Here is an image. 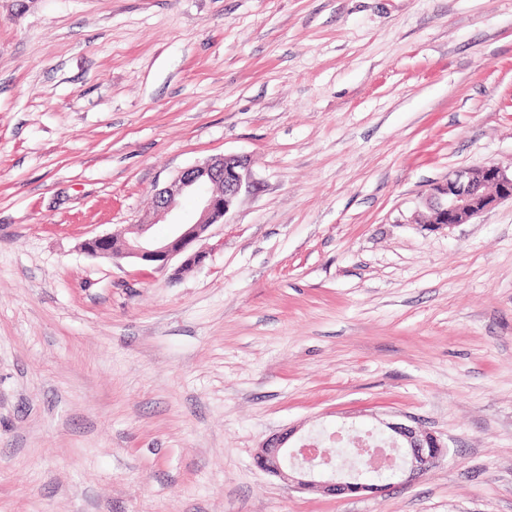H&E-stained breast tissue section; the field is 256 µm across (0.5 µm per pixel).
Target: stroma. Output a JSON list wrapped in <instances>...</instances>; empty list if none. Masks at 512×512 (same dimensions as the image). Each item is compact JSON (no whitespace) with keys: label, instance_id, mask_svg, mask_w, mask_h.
Segmentation results:
<instances>
[{"label":"stroma","instance_id":"stroma-1","mask_svg":"<svg viewBox=\"0 0 512 512\" xmlns=\"http://www.w3.org/2000/svg\"><path fill=\"white\" fill-rule=\"evenodd\" d=\"M252 187L172 274L83 250L221 155ZM512 0H0V512H512ZM448 456L320 496L273 433ZM512 200V171L494 164L472 167L430 185L423 202L430 224H466L498 201ZM382 423L391 432L388 438L401 448L403 456L399 463L387 468L370 458L367 461L370 471L391 470L399 475L401 484H411L439 464L445 445L432 431L400 422Z\"/></svg>","mask_w":512,"mask_h":512}]
</instances>
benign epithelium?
Returning a JSON list of instances; mask_svg holds the SVG:
<instances>
[{"instance_id":"7a95c632","label":"benign epithelium","mask_w":512,"mask_h":512,"mask_svg":"<svg viewBox=\"0 0 512 512\" xmlns=\"http://www.w3.org/2000/svg\"><path fill=\"white\" fill-rule=\"evenodd\" d=\"M250 187L249 161L242 155H223L182 170L167 186L157 190L152 210L122 230L86 240L83 248L90 254L114 259H133L164 269L170 261L183 257L182 266H200L207 252L194 250L195 242L204 237L214 224L224 223L242 192ZM187 193L199 197L198 218L192 224H174L172 234L159 241L150 235L153 225L176 210ZM512 200V173L494 164L472 167L430 185L423 202L430 213V223L438 227L466 224L501 200ZM389 439L401 448L400 462L385 468L366 459L355 437L356 461H367L369 470L381 473L389 469L399 475V482L411 484L439 464L444 443L432 431L387 422ZM296 434L292 428L268 438L254 453L255 467L278 478L290 488L328 496L381 494L387 484L363 481L359 474L332 467L334 455L325 448L297 447L290 444Z\"/></svg>"}]
</instances>
